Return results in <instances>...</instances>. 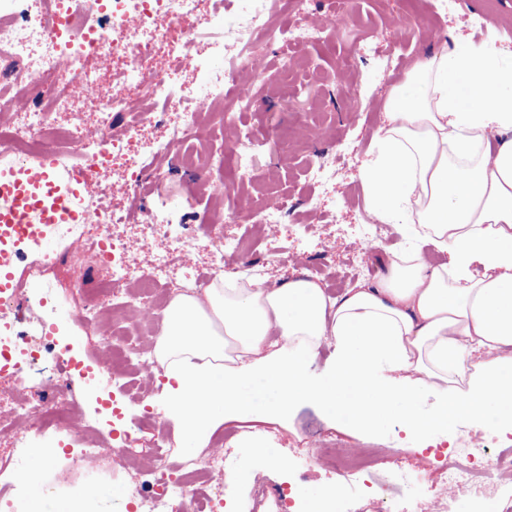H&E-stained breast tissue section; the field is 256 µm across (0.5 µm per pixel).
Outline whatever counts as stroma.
<instances>
[{
	"instance_id": "stroma-1",
	"label": "stroma",
	"mask_w": 512,
	"mask_h": 512,
	"mask_svg": "<svg viewBox=\"0 0 512 512\" xmlns=\"http://www.w3.org/2000/svg\"><path fill=\"white\" fill-rule=\"evenodd\" d=\"M311 6L335 15L337 25L323 39L306 46L299 65L289 72L283 69L279 49L263 43L254 47V54L267 64L265 85L253 90L258 105L234 113L233 123L253 132L256 160L245 171L225 167L221 177L225 183L235 179L252 182L260 195L281 196L293 209L280 227L278 251L258 245L248 253L227 256L226 261L240 272L270 281L282 276L311 277L334 297L350 287L351 263L356 255H363L372 273L377 274L381 271L379 255L414 242L398 224L382 225L377 232L365 227L359 167L373 146L388 95L403 81L406 70L400 66L386 68L382 57L358 51V42L370 37L398 57L419 61L429 49L451 38L470 35L479 42L495 33L503 47L512 50V29L495 26L496 19L512 18V0H465L462 8L448 13L441 11L438 0H311ZM234 142L233 133L203 130L201 140L186 150L188 173L166 176L160 184L162 194L173 205H186L190 171L208 170L211 153H232ZM318 163L331 167L334 173L330 184L321 188L310 180V168ZM360 224L365 227L361 233L356 230ZM327 243L333 246L335 256L324 265L318 257ZM76 278L91 288L99 275L93 269L66 266L51 285L36 284L27 293L34 300V323L71 336L75 352L87 360L94 353L96 338L76 325L81 301L72 286ZM254 392L258 401L253 411L235 420L234 425L260 431L259 444L270 454L257 455L255 445L249 442L227 444L215 485L222 491L229 512H253L256 490L240 479L241 473L252 470L263 472L267 486H295L300 507H307L322 487L336 486L340 495L335 512H364L366 503L356 485L310 464L307 437L316 430L336 435L348 447L364 444L387 449L388 460L379 475L386 480V492L397 497V512H426L432 495L443 489L445 473L424 464L423 441L408 435L399 422L360 433L311 406L302 407L293 418L280 420L269 416L264 389L258 386ZM47 448L41 436L27 439L22 448L0 440V459L8 461L15 489L26 498L46 487ZM274 454L287 459V469L273 467L270 457ZM99 462L111 472L112 479L100 487L93 512H126V494L134 485V472L125 469L119 453L108 449ZM32 465L39 468L33 483L20 477L21 470Z\"/></svg>"
}]
</instances>
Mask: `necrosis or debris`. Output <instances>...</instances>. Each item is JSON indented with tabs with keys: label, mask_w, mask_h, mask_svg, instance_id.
I'll return each instance as SVG.
<instances>
[{
	"label": "necrosis or debris",
	"mask_w": 512,
	"mask_h": 512,
	"mask_svg": "<svg viewBox=\"0 0 512 512\" xmlns=\"http://www.w3.org/2000/svg\"><path fill=\"white\" fill-rule=\"evenodd\" d=\"M199 0H0V114L16 116L13 125H0V268L10 271V282L0 289V377L12 384L0 388V436L20 428L24 437L51 434L68 442L76 426L85 434L72 463L83 468L87 482L99 472V427L82 422L75 410L73 375L84 382L95 372L81 368L68 337L29 329L31 306L25 290L55 274L65 261L102 269L105 277L94 291L84 293L78 323L99 335L95 348L113 381H123L135 370L142 381H154L160 366L154 351L112 335L126 312L153 320L157 310L150 300L153 289L186 264L198 240L186 223L190 211L173 214L155 191L163 173L183 169L180 149L199 128L195 112L177 123L165 124L163 135L146 139V125L156 124L157 113L143 109L133 90L142 89L156 103L173 100L216 103L234 84L239 59H250L255 76L262 62L251 60L253 44L264 42L300 49L319 41L335 24L334 18L311 9L310 0H296L297 22L275 20L281 0H243L239 26L210 44L209 55L193 52V29L172 39V24L194 15ZM60 22L48 27L46 13ZM166 54L176 68L204 71V86L177 82L171 73L147 67L154 53ZM115 65L120 78L108 95H101L97 67ZM68 84H60V75ZM81 89L95 105V119L84 123L73 117L56 121L70 87ZM31 199L30 223L13 215L19 191ZM120 224H141L146 232L142 249L151 260L136 267L127 260L131 246L116 230ZM223 221L211 220L208 247L211 261L186 286V293L206 287L215 277L234 278L235 268L225 266L224 255L248 250L247 236L228 238ZM59 369L33 390L29 375L43 355ZM252 432L236 428L215 438L198 458L173 460L174 440L161 435L158 448L148 455L146 480L136 481L133 496L149 498L161 512H224L218 491L204 492L197 477L213 478L223 468L228 440L252 439ZM315 465L335 471L346 481H361L376 489L383 458L372 448L341 449L331 435H311ZM428 462L447 475L444 492L430 500L428 512H448L450 501L466 499L490 504L483 451L463 453L454 447H428Z\"/></svg>",
	"instance_id": "obj_1"
}]
</instances>
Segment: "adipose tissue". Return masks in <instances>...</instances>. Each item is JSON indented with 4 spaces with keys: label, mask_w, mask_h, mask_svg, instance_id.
Here are the masks:
<instances>
[{
    "label": "adipose tissue",
    "mask_w": 512,
    "mask_h": 512,
    "mask_svg": "<svg viewBox=\"0 0 512 512\" xmlns=\"http://www.w3.org/2000/svg\"><path fill=\"white\" fill-rule=\"evenodd\" d=\"M407 79L421 91L394 88L361 180L369 216L415 225L414 248L333 299L307 278L219 277L168 304L156 355L190 453L250 411L242 387L255 379L278 419L311 404L360 431L391 417L424 439L459 419L512 431V57L465 40L430 50ZM328 338L333 360L311 378Z\"/></svg>",
    "instance_id": "obj_1"
}]
</instances>
